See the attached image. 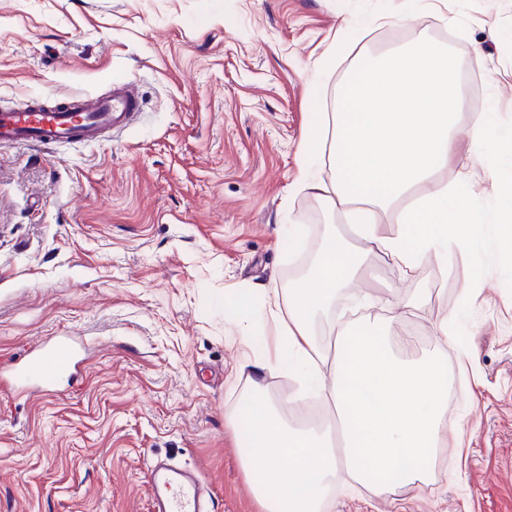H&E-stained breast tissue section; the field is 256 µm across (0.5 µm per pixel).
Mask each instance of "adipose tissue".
<instances>
[{"label":"adipose tissue","instance_id":"obj_1","mask_svg":"<svg viewBox=\"0 0 512 512\" xmlns=\"http://www.w3.org/2000/svg\"><path fill=\"white\" fill-rule=\"evenodd\" d=\"M461 95L458 62L420 38L355 70L339 93L332 127L306 135L307 144H328L332 174L324 179L301 168L303 188L347 206L363 245L330 233L302 277L267 289L258 316L279 325L275 356L254 351L255 329L228 336L253 350L256 373L295 371L301 396L322 398L336 415L332 431L288 427L258 385L250 401L227 411L248 428L241 460L264 512H322L330 491L356 484L393 497L439 464L448 427V362L440 351L454 342L453 318L434 322L439 350L417 360L395 356L370 320H341L326 346L314 324L372 258L389 257L405 274L423 259L444 270L449 257L478 246L485 217L473 189L474 162L512 154V134L492 137L483 115H474L468 153L460 155L454 132ZM451 163L459 167L457 182L437 179ZM382 212L392 213L391 225L379 224Z\"/></svg>","mask_w":512,"mask_h":512}]
</instances>
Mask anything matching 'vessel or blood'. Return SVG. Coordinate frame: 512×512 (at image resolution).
<instances>
[{"mask_svg": "<svg viewBox=\"0 0 512 512\" xmlns=\"http://www.w3.org/2000/svg\"><path fill=\"white\" fill-rule=\"evenodd\" d=\"M141 102L129 83L116 82L108 96L79 94L56 104L35 102L23 110L0 112V143H71L98 140L126 129ZM77 363L67 341L51 345L27 361L21 378L48 384L73 373ZM154 512H202L204 486L198 478L167 465L150 467Z\"/></svg>", "mask_w": 512, "mask_h": 512, "instance_id": "b4317fda", "label": "vessel or blood"}]
</instances>
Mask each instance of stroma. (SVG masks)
<instances>
[{
	"label": "stroma",
	"mask_w": 512,
	"mask_h": 512,
	"mask_svg": "<svg viewBox=\"0 0 512 512\" xmlns=\"http://www.w3.org/2000/svg\"><path fill=\"white\" fill-rule=\"evenodd\" d=\"M421 37L471 66L459 141L485 110L511 128L512 0H0V110L120 80L142 102L106 140L0 144V512H150L156 457L196 470L214 512H262L225 420L253 376L224 338L247 323L226 300L260 308L342 229V209L297 186L304 133L368 57ZM372 272L341 312L381 318L391 297L423 295V312L385 327L403 357L434 350V321L459 315L447 446L397 502L359 485L326 512H512V264L491 251ZM62 338L77 377L14 383ZM262 386L303 426L293 375Z\"/></svg>",
	"instance_id": "35a3bbf8"
}]
</instances>
